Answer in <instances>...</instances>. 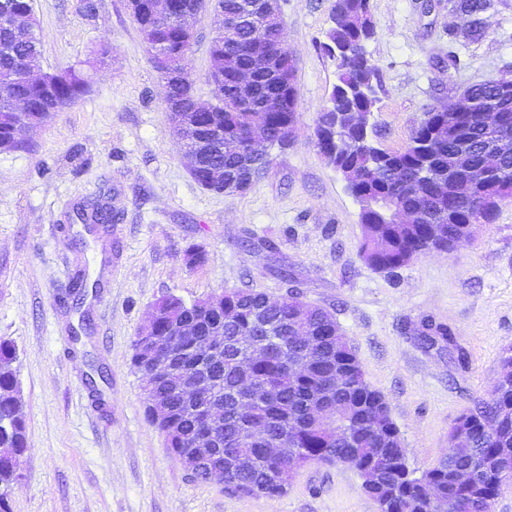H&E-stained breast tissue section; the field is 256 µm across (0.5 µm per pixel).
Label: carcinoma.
<instances>
[{
	"label": "carcinoma",
	"instance_id": "cac0c4a2",
	"mask_svg": "<svg viewBox=\"0 0 512 512\" xmlns=\"http://www.w3.org/2000/svg\"><path fill=\"white\" fill-rule=\"evenodd\" d=\"M497 0H448V10L460 20L474 41L485 35L484 15ZM224 16L239 23L212 43L209 69L212 79L224 74V88L215 92L216 111L201 113L200 124L215 123L224 133V152L216 157L204 148V166L194 180L206 181L210 167L224 168V192H239L241 177L252 172L258 178L268 164L250 168L241 146L251 139L266 141L276 149L288 125L297 124L296 95L282 92L283 111L272 112L258 124L246 121L237 105L232 80L235 70L250 66L254 40L282 41L276 15L261 11L257 0H220ZM334 11L342 16L325 35L323 51L334 58L337 82L323 107V118L343 112H374L377 98L366 76L378 73L367 52L376 36L369 0H335ZM22 15L26 25L14 26ZM32 0H0V132L18 122L14 103L28 104L29 121L39 123L59 105L76 102L85 94L88 79L73 68L54 72L50 85L30 83L25 67L41 64V40L37 33ZM154 68L159 55L182 56L192 42L170 21L153 38L145 40ZM289 52L277 50L272 68L256 78L251 104L258 106L279 90L278 73L288 71ZM492 90L474 85L462 105L460 126L440 123L438 115L417 125L400 151L380 147L375 132L341 126L347 146L332 144L336 154L329 163L341 174L360 203L363 238L360 253L372 268L389 272L422 255H442L469 239L465 223L473 204L481 203L480 220L492 221L498 202L512 197V154L499 157L501 175L486 186L467 187L460 169L477 161L492 143L512 139V100L488 110ZM404 207L409 224L390 223V208ZM154 337L172 370L169 377L156 372L158 364L133 342L132 363L145 382L151 418L166 411L160 427L166 447L180 460L199 439L212 438L218 458L196 467L202 480L214 470L224 474L233 495L280 497L290 485L293 455L306 462L351 463L365 477L364 487L382 512H436V504L463 494L469 512H484L487 500L500 492L495 474L512 469V387L493 394L463 412L449 438L448 451L421 475L408 465L407 451L384 396L365 380L355 350L335 317L325 308L305 302L291 293L278 300L253 289H230L214 298L185 303L167 296L155 303ZM189 324L197 336H222L224 349L211 360L195 352L190 336L178 335ZM308 340L300 342L301 333ZM15 348L0 341V484L15 476L18 457L26 447V422L18 383L11 367ZM205 369L215 382L211 399L189 401L179 393L180 381ZM263 389L262 403L246 410L240 403L244 377ZM318 402L322 416L315 418L309 405ZM281 438L285 447L278 456L266 457L268 439ZM484 465L469 490L458 485V472L472 459Z\"/></svg>",
	"mask_w": 512,
	"mask_h": 512
}]
</instances>
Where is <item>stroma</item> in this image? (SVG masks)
<instances>
[{"instance_id":"1","label":"stroma","mask_w":512,"mask_h":512,"mask_svg":"<svg viewBox=\"0 0 512 512\" xmlns=\"http://www.w3.org/2000/svg\"><path fill=\"white\" fill-rule=\"evenodd\" d=\"M333 4L280 0L296 66L294 141L246 192L217 194L189 173L127 0L90 10L33 0L43 68L106 56L77 102L30 131L23 149L0 153V340L16 348L27 438L14 480L0 485L10 512H378L343 465L309 463L276 498L193 478L148 418L131 364L135 336L169 294L191 303L231 288L273 299L292 291L330 311L418 473L445 453L457 417L491 394L512 350V199L448 254L391 273L362 260L360 205L314 145L337 79L320 49ZM370 10L373 122L387 150L402 149L424 112L460 88L512 74V0H499L478 43L448 0H370ZM214 36L201 15L185 61L204 102ZM98 207L115 222L82 223ZM192 247L203 263H187ZM429 322L454 345L425 343Z\"/></svg>"}]
</instances>
